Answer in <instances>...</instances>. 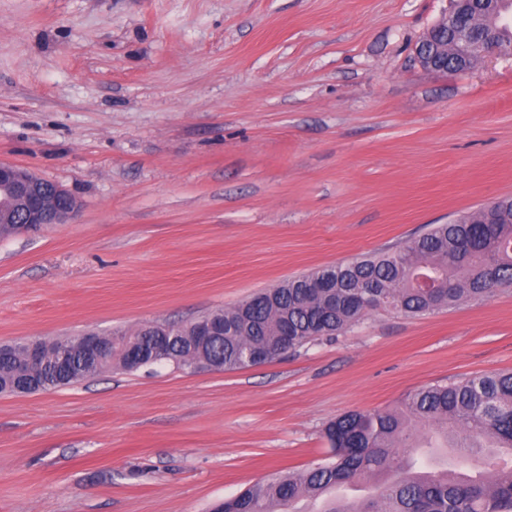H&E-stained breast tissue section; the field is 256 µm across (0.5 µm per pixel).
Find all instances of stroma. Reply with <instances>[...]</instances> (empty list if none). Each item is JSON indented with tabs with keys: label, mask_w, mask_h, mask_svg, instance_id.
Instances as JSON below:
<instances>
[{
	"label": "stroma",
	"mask_w": 512,
	"mask_h": 512,
	"mask_svg": "<svg viewBox=\"0 0 512 512\" xmlns=\"http://www.w3.org/2000/svg\"><path fill=\"white\" fill-rule=\"evenodd\" d=\"M449 0H0V161L75 196L0 236V342L185 323L512 198V54L442 75ZM512 372V288L233 371L0 394V512H210L328 423ZM431 36V29L425 34V36L419 41L416 46V56L420 65L432 72L439 74H448V66L451 64L448 62V56L441 58L444 53L442 49L437 52H431L429 49V41Z\"/></svg>",
	"instance_id": "stroma-1"
}]
</instances>
